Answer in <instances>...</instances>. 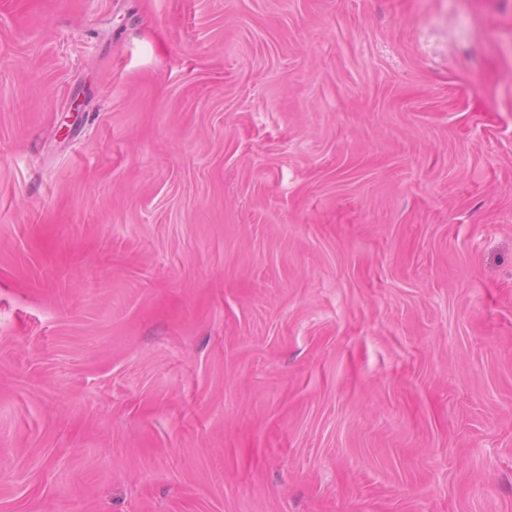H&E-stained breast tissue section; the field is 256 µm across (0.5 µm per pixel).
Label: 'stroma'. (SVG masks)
I'll list each match as a JSON object with an SVG mask.
<instances>
[{"label":"stroma","instance_id":"1","mask_svg":"<svg viewBox=\"0 0 512 512\" xmlns=\"http://www.w3.org/2000/svg\"><path fill=\"white\" fill-rule=\"evenodd\" d=\"M0 512H512V0H0Z\"/></svg>","mask_w":512,"mask_h":512}]
</instances>
